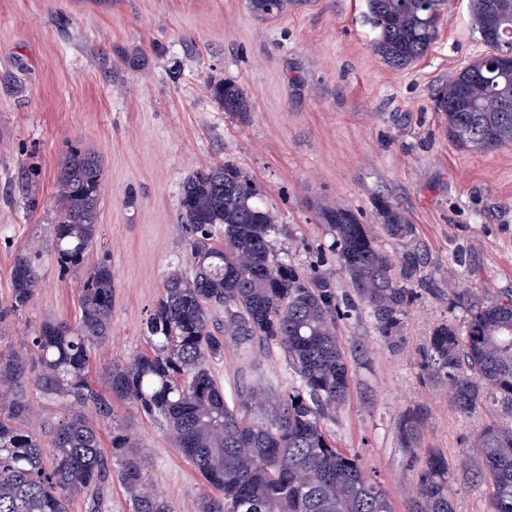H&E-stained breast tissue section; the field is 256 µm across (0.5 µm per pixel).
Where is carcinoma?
Here are the masks:
<instances>
[{
	"instance_id": "obj_1",
	"label": "carcinoma",
	"mask_w": 512,
	"mask_h": 512,
	"mask_svg": "<svg viewBox=\"0 0 512 512\" xmlns=\"http://www.w3.org/2000/svg\"><path fill=\"white\" fill-rule=\"evenodd\" d=\"M293 0H250L261 19L280 16ZM500 0H471L472 26L485 52L441 85L436 110L458 147L489 151L512 146V32ZM445 0H366L376 32L373 50L405 68L437 37ZM224 110L246 114L242 88L208 84ZM102 187L99 156L74 145L57 180L58 220L51 248L63 269L78 271L97 232ZM181 234L192 271L174 272L146 320L150 351L105 374L104 390L89 379L92 354L112 332L111 265L85 274L78 322H48L28 345L0 351V512H69L73 495L88 496V512H110L112 471L125 487L130 512H175L151 485L138 447L126 429L112 427L111 453L101 446L99 422L127 404L159 419L174 446L212 493L199 512H393L377 475L331 440L324 421L345 404L351 366L336 334L337 322L365 306L379 336L394 344L413 295L406 282L424 264L415 227L399 207L380 198L375 214L383 237L404 251L393 260L379 238L350 208L319 210L351 292L338 293L335 276L274 258L275 215L249 175L237 166L198 169L184 184ZM38 271L30 256L15 258L12 292L0 321L31 302ZM461 323L440 325L421 364L448 385L456 409L469 414L488 397L512 411V295L472 302L458 298ZM224 310V326L213 312ZM280 347L299 378L281 393L224 390L211 363L224 357V341ZM48 400L77 407L51 431L52 466L40 435L25 426L28 386ZM419 412L398 423L403 447L413 450ZM486 474L494 485L491 512H512V426L489 424L478 435ZM410 512H452L448 463L426 461Z\"/></svg>"
}]
</instances>
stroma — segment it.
Segmentation results:
<instances>
[{
	"label": "stroma",
	"instance_id": "1",
	"mask_svg": "<svg viewBox=\"0 0 512 512\" xmlns=\"http://www.w3.org/2000/svg\"><path fill=\"white\" fill-rule=\"evenodd\" d=\"M364 0H294L260 19L249 0H0V303L12 291L18 254L34 260L35 295L0 322V350L26 344L48 321L74 322L85 270L108 261L114 276L112 333L93 357L105 365L148 352L143 327L167 276L191 268L180 233L183 185L194 170L231 163L248 173L272 209L275 258L319 263L348 292L318 219L341 204L374 224V203L405 211L427 257L400 339L377 333L369 312L340 321L351 362L350 396L326 428L338 448L376 473L395 512L430 456L448 463L453 512H489L477 437L512 413L486 400L456 410L445 384L420 369L441 324L459 322L453 301L512 293V147H456L434 109L436 88L484 52L469 0H447L436 40L395 70L371 49ZM240 85L246 117L226 112L210 82ZM103 166L95 243L81 271L50 250L60 163L73 145ZM212 370L224 387L276 393L299 379L282 350L226 341ZM422 410L413 450L397 425ZM138 442L151 484L176 512H198L209 488L166 430L135 408H114Z\"/></svg>",
	"mask_w": 512,
	"mask_h": 512
}]
</instances>
